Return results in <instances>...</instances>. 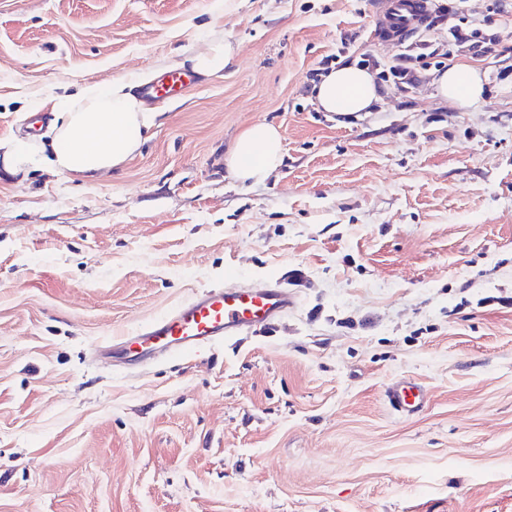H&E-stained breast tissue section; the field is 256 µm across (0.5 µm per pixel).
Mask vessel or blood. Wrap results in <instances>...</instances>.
<instances>
[{
  "label": "vessel or blood",
  "instance_id": "1",
  "mask_svg": "<svg viewBox=\"0 0 512 512\" xmlns=\"http://www.w3.org/2000/svg\"><path fill=\"white\" fill-rule=\"evenodd\" d=\"M433 0H389L383 32L402 37L421 28L430 14ZM187 73L171 71L146 87L153 99L175 96L185 85ZM293 300L279 283L256 291L250 288L210 287L202 290L170 313L141 326L134 333L113 338L106 348L113 360L134 366L166 351L189 356L199 348L222 338L265 327L284 316ZM423 398L415 383L402 381L387 392L392 410L413 413Z\"/></svg>",
  "mask_w": 512,
  "mask_h": 512
}]
</instances>
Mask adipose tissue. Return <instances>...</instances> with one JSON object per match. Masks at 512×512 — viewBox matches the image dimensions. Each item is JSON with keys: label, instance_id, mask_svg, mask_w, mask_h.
<instances>
[{"label": "adipose tissue", "instance_id": "obj_1", "mask_svg": "<svg viewBox=\"0 0 512 512\" xmlns=\"http://www.w3.org/2000/svg\"><path fill=\"white\" fill-rule=\"evenodd\" d=\"M434 83L443 101L459 107L478 102L483 93L479 73L460 65L439 73ZM312 95L318 109L345 114L371 111L383 100L374 74L355 65L323 75L313 85ZM157 118L134 83L118 80L102 89L85 87L74 95L69 108L56 114L55 136L44 155L45 164L74 177H95L132 157ZM282 155L279 129L257 124L236 138L226 164L236 180L259 183L280 167Z\"/></svg>", "mask_w": 512, "mask_h": 512}]
</instances>
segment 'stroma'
I'll list each match as a JSON object with an SVG mask.
<instances>
[{
	"label": "stroma",
	"instance_id": "obj_1",
	"mask_svg": "<svg viewBox=\"0 0 512 512\" xmlns=\"http://www.w3.org/2000/svg\"><path fill=\"white\" fill-rule=\"evenodd\" d=\"M495 58L480 102L435 67L342 116L321 62L388 69L383 0H0V512H512V16L464 0ZM218 35L235 55L94 179L37 148L65 92L146 86ZM279 128L281 166L234 180L235 138ZM279 281L274 324L129 368L97 354L214 286ZM425 398L394 412L387 389ZM438 94L445 102L459 107L470 106L481 99L483 83L479 73L453 65L434 78ZM1 152V161L4 170L15 176L21 174L24 177L28 172L27 159L23 152L18 150L17 144L0 142V155ZM388 403L399 414L413 413L423 399V392L415 383L402 381L394 384L387 392Z\"/></svg>",
	"mask_w": 512,
	"mask_h": 512
}]
</instances>
